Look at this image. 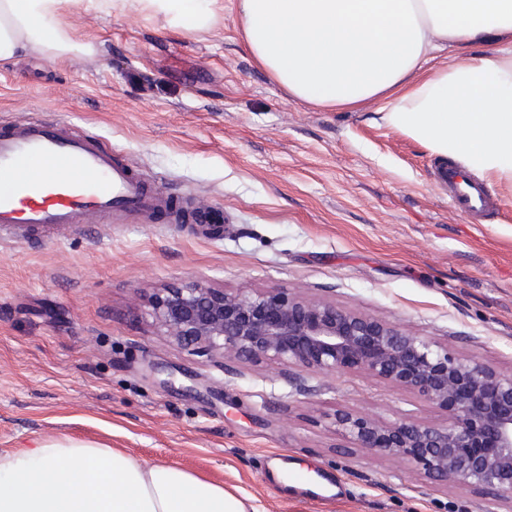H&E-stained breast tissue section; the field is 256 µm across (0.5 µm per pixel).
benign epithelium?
I'll use <instances>...</instances> for the list:
<instances>
[{
	"mask_svg": "<svg viewBox=\"0 0 512 512\" xmlns=\"http://www.w3.org/2000/svg\"><path fill=\"white\" fill-rule=\"evenodd\" d=\"M149 306L180 350L233 364L296 366L322 374L358 370L422 397L446 414L443 425L384 423L346 410L337 433L370 455L420 467L437 481L512 504V373L462 359L387 321L283 291H228L203 281L154 289Z\"/></svg>",
	"mask_w": 512,
	"mask_h": 512,
	"instance_id": "benign-epithelium-1",
	"label": "benign epithelium"
}]
</instances>
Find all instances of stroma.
<instances>
[{
  "label": "stroma",
  "mask_w": 512,
  "mask_h": 512,
  "mask_svg": "<svg viewBox=\"0 0 512 512\" xmlns=\"http://www.w3.org/2000/svg\"><path fill=\"white\" fill-rule=\"evenodd\" d=\"M93 60L0 63V119L38 113L110 141L159 191L206 206L192 221L0 227V448L68 438L170 464L266 512H507L479 492L346 447L336 410L444 422L418 395L358 371L300 383L250 363L223 370L173 346L145 297L200 279L280 289L382 318L454 355L512 372V188L481 220L448 203L440 157L382 121L288 97L225 10L197 34L84 0ZM336 497L281 494L272 458Z\"/></svg>",
  "instance_id": "1"
}]
</instances>
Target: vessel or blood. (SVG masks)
<instances>
[{
	"instance_id": "1",
	"label": "vessel or blood",
	"mask_w": 512,
	"mask_h": 512,
	"mask_svg": "<svg viewBox=\"0 0 512 512\" xmlns=\"http://www.w3.org/2000/svg\"><path fill=\"white\" fill-rule=\"evenodd\" d=\"M452 207L484 216V186L455 164L439 171ZM120 152L71 124L30 116L0 130V226H67L89 216L144 221L176 212Z\"/></svg>"
}]
</instances>
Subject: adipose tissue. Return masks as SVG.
Here are the masks:
<instances>
[{"mask_svg":"<svg viewBox=\"0 0 512 512\" xmlns=\"http://www.w3.org/2000/svg\"><path fill=\"white\" fill-rule=\"evenodd\" d=\"M77 0H0V62L93 59ZM192 33L222 0H112ZM253 61L323 108L382 100V120L488 183L512 187V0H234ZM459 61L436 65L446 47ZM67 459V469L56 466ZM0 512H261L223 485L116 448L65 439L0 449Z\"/></svg>","mask_w":512,"mask_h":512,"instance_id":"obj_1","label":"adipose tissue"}]
</instances>
